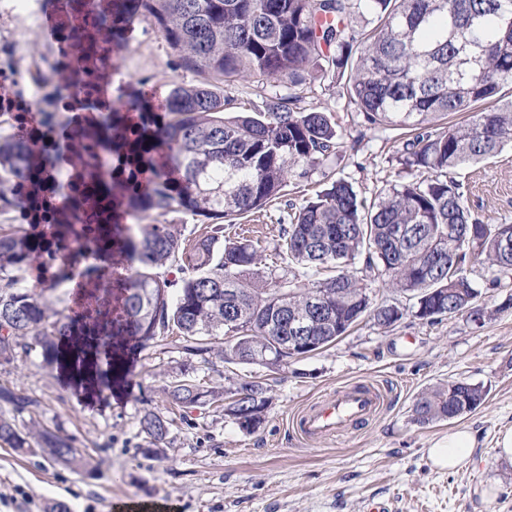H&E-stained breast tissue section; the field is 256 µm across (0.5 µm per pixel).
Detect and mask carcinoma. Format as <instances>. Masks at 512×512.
Instances as JSON below:
<instances>
[{"instance_id":"obj_1","label":"carcinoma","mask_w":512,"mask_h":512,"mask_svg":"<svg viewBox=\"0 0 512 512\" xmlns=\"http://www.w3.org/2000/svg\"><path fill=\"white\" fill-rule=\"evenodd\" d=\"M66 2L83 11L72 38L78 60L106 56L126 40L135 19L150 17L179 68L200 76L169 90L162 126L140 125L133 133L137 167L150 164L147 155L162 144L168 160L145 194L112 183L115 206L160 217L180 207L213 224L192 242L175 224H148L133 235L115 226L111 238L134 272L113 291H84L88 304L76 321L50 320L37 287L9 275L35 256H57L35 238L4 232L1 224V359L38 346L46 362L62 368L81 364L84 350L93 347L97 355L107 350L115 366L123 347L114 337L147 343L175 330L189 356L203 358L210 340L231 336L224 341L225 362L285 368L298 358L281 342L292 318L326 347L366 317L386 327L404 317L373 305L360 286L367 278L385 277L423 301L424 312L414 316L434 323L480 296L466 273L471 261L491 273L492 287L512 274V254L500 250L501 242L512 240V224L485 223L466 204L462 184L448 176L512 143V100L501 101L502 89L512 86V0H115L110 16L93 5L83 9L84 0ZM365 12L374 26L362 33L350 28L353 16ZM247 75L291 88L327 76L343 80L365 124L413 132L402 155L410 179L386 186L368 208L349 182L334 180L284 225L283 260L313 272L330 267L332 277L263 281L255 270L257 251L246 241L214 254L224 234L220 221L232 224L263 209L281 197L292 169L302 167L305 177L339 148L326 113L294 110L296 95L269 99L261 112L226 114L230 100L212 81L232 85ZM104 132L101 123L75 136L95 142ZM40 167L24 130L16 127L0 138L1 209L22 205L10 187ZM73 219L62 216L54 236L74 237ZM166 265L182 274L175 297L158 272ZM313 296L326 301L324 312L312 311ZM233 393L253 401V419L261 424L266 383L248 381ZM166 396L180 408L221 398L188 379L170 382ZM484 399L482 387L450 381L423 395L412 417L418 424L452 420ZM0 402L18 411L32 404L6 389H0ZM140 426L155 446L169 431V421L151 410ZM0 440L18 452L31 450L15 420L2 413ZM38 451L72 468L81 463L73 439L53 432L39 434Z\"/></svg>"}]
</instances>
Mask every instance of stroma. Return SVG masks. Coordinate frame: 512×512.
Masks as SVG:
<instances>
[{"instance_id": "35a3bbf8", "label": "stroma", "mask_w": 512, "mask_h": 512, "mask_svg": "<svg viewBox=\"0 0 512 512\" xmlns=\"http://www.w3.org/2000/svg\"><path fill=\"white\" fill-rule=\"evenodd\" d=\"M44 0L31 11L0 0V67L16 66L14 91L29 98L37 72L69 73L74 63L61 57L42 23ZM112 105L124 109L156 88L192 76L175 57L154 24L136 21L127 45L110 57ZM284 83L246 77L225 87L233 112H251L263 101L286 93ZM297 109L324 112L336 125L341 154L332 165L336 177L351 183L360 198L373 202L386 185L402 179L399 133L368 128L341 84L316 80L298 87ZM465 200L490 224H512V148L477 164L456 169ZM323 187L321 173H291L280 199L264 210L225 225L216 243L249 241L259 252L261 274L298 277L299 266L282 260L281 223ZM56 266L29 268L26 285L43 281L46 306L76 315L70 285L56 284ZM468 274L480 291L488 315L475 323L463 315L430 323L405 315L385 328L364 321L331 345L291 361L277 372L256 365L227 364L183 354L178 333L137 346L127 355L122 392H103L85 400L66 383L41 349L0 359V388L32 399L14 414L29 437L48 430L74 438L84 455L72 470L41 453L21 454L0 442V512H46L61 502L69 512H110L111 506L163 504L166 512H512V464L495 458L498 432L512 427V278L501 287L486 284L487 271L471 263ZM187 376L206 389L224 392L258 377L269 388L263 421L243 431L224 416L223 402L174 408L165 389ZM376 381L385 395L383 411L363 428L328 442L296 437L290 418L337 387ZM452 380L479 385L486 393L474 411L449 422L420 426L412 408L422 394ZM170 418L166 441L149 445L140 431L144 411ZM471 428L478 445L456 471L432 468L426 450L459 427Z\"/></svg>"}]
</instances>
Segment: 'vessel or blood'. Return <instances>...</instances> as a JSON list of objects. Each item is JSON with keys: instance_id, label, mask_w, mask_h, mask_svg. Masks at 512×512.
<instances>
[{"instance_id": "obj_1", "label": "vessel or blood", "mask_w": 512, "mask_h": 512, "mask_svg": "<svg viewBox=\"0 0 512 512\" xmlns=\"http://www.w3.org/2000/svg\"><path fill=\"white\" fill-rule=\"evenodd\" d=\"M66 13L64 0H45L42 25L50 40L62 51L67 48L61 38ZM383 404L384 394L379 386L367 380L354 382L336 388L298 412L291 418L290 427L307 441L332 440L374 418Z\"/></svg>"}]
</instances>
